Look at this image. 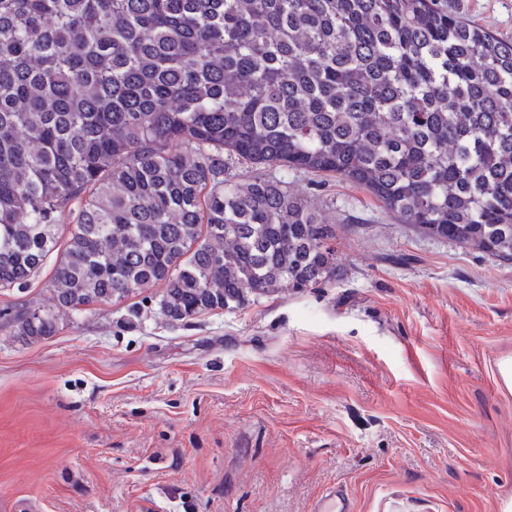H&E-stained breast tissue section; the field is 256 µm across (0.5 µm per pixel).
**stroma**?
Returning <instances> with one entry per match:
<instances>
[{"label":"stroma","mask_w":512,"mask_h":512,"mask_svg":"<svg viewBox=\"0 0 512 512\" xmlns=\"http://www.w3.org/2000/svg\"><path fill=\"white\" fill-rule=\"evenodd\" d=\"M512 40V0H442ZM338 271L169 323L158 288L26 342L0 325V512H502L512 500V262L289 173ZM142 318L129 322L130 307Z\"/></svg>","instance_id":"35a3bbf8"}]
</instances>
